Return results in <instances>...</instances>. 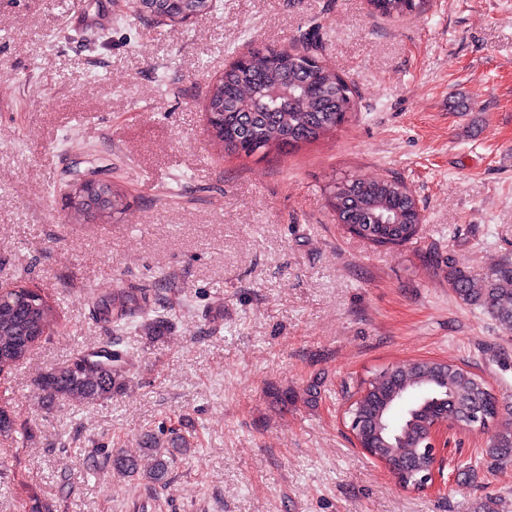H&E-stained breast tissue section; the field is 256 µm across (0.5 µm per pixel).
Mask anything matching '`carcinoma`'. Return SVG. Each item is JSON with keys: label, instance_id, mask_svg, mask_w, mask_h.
I'll list each match as a JSON object with an SVG mask.
<instances>
[{"label": "carcinoma", "instance_id": "carcinoma-1", "mask_svg": "<svg viewBox=\"0 0 512 512\" xmlns=\"http://www.w3.org/2000/svg\"><path fill=\"white\" fill-rule=\"evenodd\" d=\"M374 13L401 19L423 11L425 0H369ZM300 50L257 49L240 64L229 65L212 84L203 109L210 113L212 136L227 154L252 156L271 148H296L335 131L355 111L352 87L319 60L308 63ZM330 206L347 229L376 246H399L416 236L419 220L405 183L394 176L349 179L333 186ZM448 284L456 298L475 306L502 329L512 333V258H503L482 271L456 270ZM134 296L119 289L98 296L93 311L109 323L112 334L91 351L78 352L69 362L37 376L39 404L51 410L59 402L79 405L110 400L128 385V359L116 346L130 330L126 303ZM144 327L153 338L168 329L167 315L145 308ZM62 326L57 302L41 294L30 302L24 285L0 295V372L22 362L41 341ZM448 393V419L462 421L479 410L493 420L498 399L487 381L456 364L435 361L399 362L360 388L351 410L376 421L381 441L373 452L382 460L410 458L413 467L428 465L418 449L419 437L436 418L432 398ZM143 459L118 453L109 458L124 477L142 478L160 487L174 461L168 446L190 447L177 430L143 436ZM483 454L494 461L512 459V430L497 433Z\"/></svg>", "mask_w": 512, "mask_h": 512}]
</instances>
